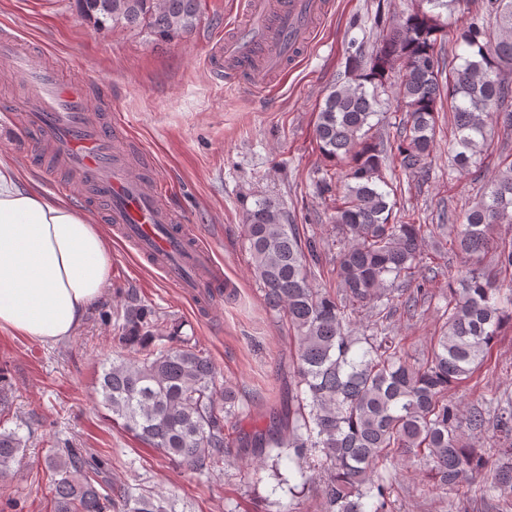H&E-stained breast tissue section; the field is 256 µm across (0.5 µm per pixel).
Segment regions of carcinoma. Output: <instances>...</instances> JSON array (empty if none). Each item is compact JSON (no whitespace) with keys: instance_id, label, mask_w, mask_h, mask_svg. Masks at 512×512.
Segmentation results:
<instances>
[{"instance_id":"cac0c4a2","label":"carcinoma","mask_w":512,"mask_h":512,"mask_svg":"<svg viewBox=\"0 0 512 512\" xmlns=\"http://www.w3.org/2000/svg\"><path fill=\"white\" fill-rule=\"evenodd\" d=\"M402 22L366 57L347 59L345 80L328 90L314 134L333 163L321 178L345 190L334 199L331 222L340 236L336 287L313 285L323 265L319 242L288 223L280 203L258 198L245 212L244 237L269 311L293 333L294 388L264 427H242L244 404L195 337L132 293L123 308L112 363L102 369L103 405L112 421L162 457L193 474L213 471L230 457L250 455L271 471L272 491L299 499L318 481L323 512H393L392 472L404 457L428 465L429 478L459 492L488 466L470 434L496 406L498 459L483 491L512 508V406L490 397L462 407L451 390L471 381L494 348L503 325H512V238L495 230L512 224V153L488 192L454 225L457 248L471 259L446 291L444 321L427 357L412 358L405 338L390 330L398 308L409 312L433 296L422 279L427 225L394 214L397 187L384 170L397 164L408 176L431 167L436 113L448 101L454 138L450 167L463 170L487 144L489 127L512 128V0H482L495 29L471 24L456 41L439 10L459 0H416ZM94 30L144 29L159 40L193 32L202 0H77ZM471 57L454 65L457 48ZM448 77H442L443 73ZM398 87V120L390 134L375 128L381 95ZM495 248L498 284L481 256ZM366 312L371 326L357 320ZM23 452L15 431L0 432V477ZM54 479L51 512H176L174 502L135 485L112 487L108 463L64 442L45 459Z\"/></svg>"}]
</instances>
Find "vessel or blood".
<instances>
[{"label":"vessel or blood","instance_id":"b4317fda","mask_svg":"<svg viewBox=\"0 0 512 512\" xmlns=\"http://www.w3.org/2000/svg\"><path fill=\"white\" fill-rule=\"evenodd\" d=\"M326 8L325 0H245L243 19L217 50V75L266 89L297 61ZM6 120L24 130L32 151L78 179L86 196L104 207L114 232L169 282L198 301L203 288L221 280L211 246L177 228L152 167L117 148L121 126L93 112L83 86L66 79L61 66L41 69L27 84L19 113Z\"/></svg>","mask_w":512,"mask_h":512}]
</instances>
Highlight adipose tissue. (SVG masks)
Instances as JSON below:
<instances>
[{
  "label": "adipose tissue",
  "mask_w": 512,
  "mask_h": 512,
  "mask_svg": "<svg viewBox=\"0 0 512 512\" xmlns=\"http://www.w3.org/2000/svg\"><path fill=\"white\" fill-rule=\"evenodd\" d=\"M112 241L91 217L0 169V327L70 336L106 289Z\"/></svg>",
  "instance_id": "obj_1"
}]
</instances>
